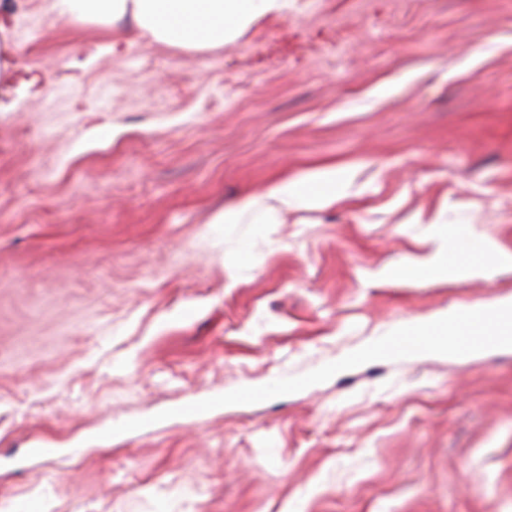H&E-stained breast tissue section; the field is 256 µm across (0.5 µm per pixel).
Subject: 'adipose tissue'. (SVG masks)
Returning a JSON list of instances; mask_svg holds the SVG:
<instances>
[{
  "label": "adipose tissue",
  "instance_id": "ef3b65f1",
  "mask_svg": "<svg viewBox=\"0 0 512 512\" xmlns=\"http://www.w3.org/2000/svg\"><path fill=\"white\" fill-rule=\"evenodd\" d=\"M288 0H56L54 23L73 20L110 23L131 19L139 36L185 50H209L239 37L260 17L283 10ZM271 197L288 207L320 206L336 197V173L283 180ZM439 248L421 263L408 265V276L448 281L485 273L486 257L512 266V253L492 252L487 238L437 228Z\"/></svg>",
  "mask_w": 512,
  "mask_h": 512
}]
</instances>
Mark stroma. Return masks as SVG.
Wrapping results in <instances>:
<instances>
[{
  "label": "stroma",
  "mask_w": 512,
  "mask_h": 512,
  "mask_svg": "<svg viewBox=\"0 0 512 512\" xmlns=\"http://www.w3.org/2000/svg\"><path fill=\"white\" fill-rule=\"evenodd\" d=\"M51 4L0 0V512H512V348L352 360L512 297L402 274L438 224L512 251V0H288L205 52ZM269 195L287 207H313L327 204L336 198V171L315 177L283 180ZM290 385L288 378L279 377L267 385L244 392L242 397L253 401L269 400L287 392Z\"/></svg>",
  "instance_id": "35a3bbf8"
}]
</instances>
